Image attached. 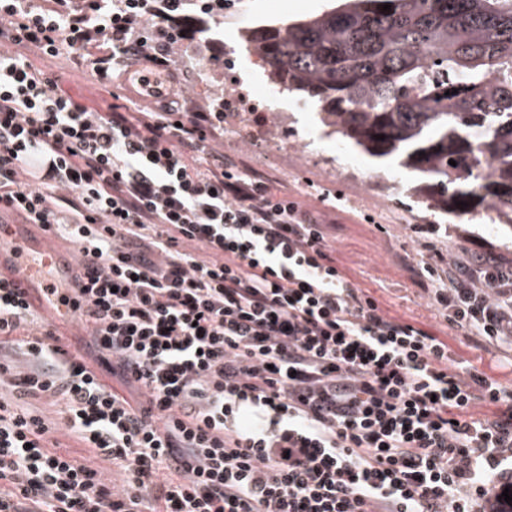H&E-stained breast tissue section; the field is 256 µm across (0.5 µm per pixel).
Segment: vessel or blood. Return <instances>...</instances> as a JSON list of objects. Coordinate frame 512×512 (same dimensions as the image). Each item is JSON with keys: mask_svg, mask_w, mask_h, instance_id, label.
I'll list each match as a JSON object with an SVG mask.
<instances>
[{"mask_svg": "<svg viewBox=\"0 0 512 512\" xmlns=\"http://www.w3.org/2000/svg\"><path fill=\"white\" fill-rule=\"evenodd\" d=\"M48 269L70 283L77 261L74 255L56 252L49 245L33 246L24 224L12 221L10 211L0 212V276L12 279L22 289L26 305L38 312L51 308L41 290L43 273Z\"/></svg>", "mask_w": 512, "mask_h": 512, "instance_id": "obj_1", "label": "vessel or blood"}]
</instances>
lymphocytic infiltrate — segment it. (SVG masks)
Wrapping results in <instances>:
<instances>
[{
  "instance_id": "f902f5d3",
  "label": "lymphocytic infiltrate",
  "mask_w": 512,
  "mask_h": 512,
  "mask_svg": "<svg viewBox=\"0 0 512 512\" xmlns=\"http://www.w3.org/2000/svg\"><path fill=\"white\" fill-rule=\"evenodd\" d=\"M235 0H0V208L76 252L97 367L0 279V512H483L512 483V387L382 314L332 265L319 213L217 154L224 115L100 112L24 55L164 78L184 10ZM416 254L450 328L512 348V265ZM112 374L119 385L103 380ZM62 420L119 485L49 443Z\"/></svg>"
}]
</instances>
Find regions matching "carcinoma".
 Returning a JSON list of instances; mask_svg holds the SVG:
<instances>
[{
  "label": "carcinoma",
  "instance_id": "1",
  "mask_svg": "<svg viewBox=\"0 0 512 512\" xmlns=\"http://www.w3.org/2000/svg\"><path fill=\"white\" fill-rule=\"evenodd\" d=\"M248 41L327 135L417 174L431 209L512 229V0H345Z\"/></svg>",
  "mask_w": 512,
  "mask_h": 512
}]
</instances>
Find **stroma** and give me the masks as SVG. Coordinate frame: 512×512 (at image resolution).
I'll list each match as a JSON object with an SVG mask.
<instances>
[{
	"mask_svg": "<svg viewBox=\"0 0 512 512\" xmlns=\"http://www.w3.org/2000/svg\"><path fill=\"white\" fill-rule=\"evenodd\" d=\"M336 5L337 0H238L223 25L198 15L189 18L190 36L182 47L187 65L181 70L179 97L210 105L214 89L197 85L193 73L202 58L209 59L214 70L223 71L224 57L214 54V45H235L247 57L251 54L245 46L249 31L291 24ZM27 57L87 108L107 111L118 93L148 110L164 108L162 100L145 91L99 81L66 57H45L35 49L28 50ZM272 107L288 109L292 114L289 134L327 147L330 160L306 162L294 155L283 159L272 151L258 152L241 137L223 134L213 143L215 151L277 182L304 207L321 213L337 270L376 299L385 314L448 340L456 358L478 361L480 370L512 386V361L504 352L476 347L474 338L449 328L432 306L431 283L421 275L415 257L418 245L429 238L427 226L433 225L443 232L444 255H457L473 264L496 258L511 262L512 230L489 224L480 212L460 220L429 209L414 195L413 177L406 170L366 157L346 141L322 137L315 109L304 108L302 99L284 96Z\"/></svg>",
	"mask_w": 512,
	"mask_h": 512,
	"instance_id": "stroma-1",
	"label": "stroma"
}]
</instances>
